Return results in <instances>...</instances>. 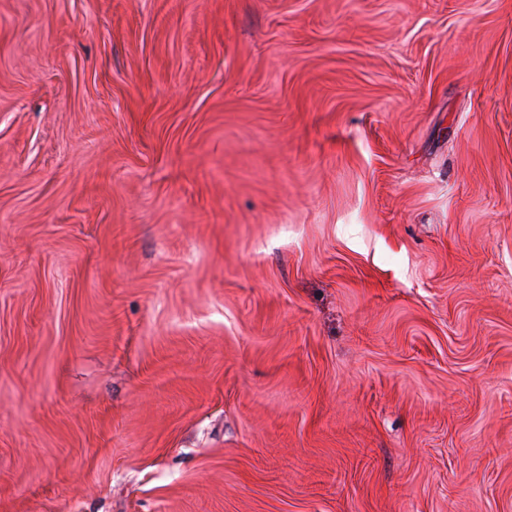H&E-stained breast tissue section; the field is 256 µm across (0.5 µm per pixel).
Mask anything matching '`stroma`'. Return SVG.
I'll list each match as a JSON object with an SVG mask.
<instances>
[{
  "instance_id": "35a3bbf8",
  "label": "stroma",
  "mask_w": 512,
  "mask_h": 512,
  "mask_svg": "<svg viewBox=\"0 0 512 512\" xmlns=\"http://www.w3.org/2000/svg\"><path fill=\"white\" fill-rule=\"evenodd\" d=\"M0 512H512V0H0Z\"/></svg>"
}]
</instances>
